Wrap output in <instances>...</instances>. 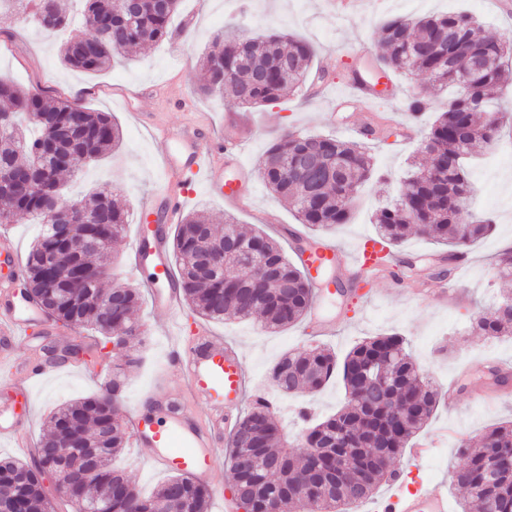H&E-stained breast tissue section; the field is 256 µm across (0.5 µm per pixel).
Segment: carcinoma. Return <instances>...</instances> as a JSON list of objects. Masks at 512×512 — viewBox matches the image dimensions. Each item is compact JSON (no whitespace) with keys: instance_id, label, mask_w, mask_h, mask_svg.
<instances>
[{"instance_id":"1","label":"carcinoma","mask_w":512,"mask_h":512,"mask_svg":"<svg viewBox=\"0 0 512 512\" xmlns=\"http://www.w3.org/2000/svg\"><path fill=\"white\" fill-rule=\"evenodd\" d=\"M0 0V11L32 17L43 30L61 36L60 58L74 70L97 72L117 56L148 44H159L173 33L172 18L179 0H127L121 12L113 0H84L85 27L70 29L68 6L59 0ZM379 73L426 74L439 90L455 88V95L430 124L422 151L440 144L445 154L436 164L409 165L404 183L414 206L409 218L403 201L378 210L379 234L390 245L411 235L446 242L456 251L438 262L439 277L453 273L460 249L490 233V221L476 216L462 226L456 208L459 197L474 187L467 167L476 149L498 143L512 118L496 111L495 101L507 85L512 41L481 34L470 14L448 12L409 20L395 17L381 26ZM491 58L479 88L462 98L460 76L467 56ZM313 52L304 41L277 31L245 37L233 30L212 37L201 62L203 78L196 91L205 97H224L255 108L277 102L286 90L301 87ZM0 102L10 116L0 127V166L25 173L30 188L18 195L0 187V224L33 217L44 222L47 213L79 206L87 223L72 233L51 237L48 230L32 246L24 271V296L65 328L89 327L100 336L99 354L107 344L115 349L142 325L133 318L141 291L128 283L105 287L110 278L112 244L128 223V211L112 201L102 187L79 200L56 196L62 175L78 173L120 147L122 132L105 112L80 100H52L0 78ZM264 183L288 201L298 219L311 231L329 230L348 222L359 189L377 177L366 144L287 129L263 154ZM257 246L260 274L238 268L237 251ZM178 278L190 311L223 321L250 319L258 314L264 327L276 330L300 321L309 308L313 289L309 272L288 261L279 244L260 229L244 230L229 218L217 231L202 212L189 213L176 225L172 242ZM224 249V265L211 267L208 258ZM58 252L75 270L72 276H52L44 267L48 250ZM512 258L497 262L504 288L497 301L477 312L472 328L483 336H512ZM340 373L345 389L342 407L324 419H308L298 451L280 447L281 427L276 415L260 399L236 421L229 445L236 492L233 498L245 512H346L366 501L396 474L394 460L427 426L442 400L441 391L427 378L407 348L404 337L379 334L362 340L343 357L320 346L287 353L274 365L270 382L284 395L317 392ZM123 380L112 377L106 392L82 398L53 412L35 463L0 464V512L19 507L23 512H53L44 474L54 470L63 482L56 495L76 512H98L112 503V512H208L211 493L203 485L174 474L153 495L132 487L115 465L127 440L116 417ZM80 434L85 481L67 483L68 465L52 460L49 450L63 438ZM460 464L452 482L467 499L461 512H512V421L488 428L473 444L458 449ZM313 485L317 496L308 500L296 493Z\"/></svg>"}]
</instances>
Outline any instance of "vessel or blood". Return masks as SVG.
Returning a JSON list of instances; mask_svg holds the SVG:
<instances>
[{"mask_svg":"<svg viewBox=\"0 0 512 512\" xmlns=\"http://www.w3.org/2000/svg\"><path fill=\"white\" fill-rule=\"evenodd\" d=\"M251 134L248 126L229 123L225 126V172H217L210 160L207 144L209 134L198 128L183 126L160 133L168 145L164 154L168 181L184 175H203L209 188L222 196L238 199L250 184L248 169L240 157V146ZM151 209L155 224L150 233L137 234L133 245V273L146 282L153 311L177 317L182 294L173 274L166 241L168 232L180 210L178 201L158 195ZM383 240L363 238L354 252L340 251L335 245H316L299 252L298 257L312 275L315 297L309 317L318 321L322 335L336 332L335 317L326 315L322 297L331 295L336 286L334 273L341 268L352 269L355 276L368 278L375 274L379 257L387 254ZM46 315L34 303L17 299L12 284L0 285V365L9 367L12 381L26 387L41 378L38 366H15L13 345L26 341L31 328H44ZM193 346H174L171 360L180 365L185 378L183 391L151 388L144 391L135 404L133 441L148 449L151 461L167 471L187 476L194 483H214L212 459L224 441V429L239 410L249 377L239 350L223 339L213 336L205 327L195 329ZM192 395L207 412L206 423H199L183 409V394ZM0 437L12 440L17 447H28L26 416L14 404H0ZM374 512H453L448 488L440 481L419 483L408 488L405 480L394 479L386 496L377 501Z\"/></svg>","mask_w":512,"mask_h":512,"instance_id":"b4317fda","label":"vessel or blood"}]
</instances>
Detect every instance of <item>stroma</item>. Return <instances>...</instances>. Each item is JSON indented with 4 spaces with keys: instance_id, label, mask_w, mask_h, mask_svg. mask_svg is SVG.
I'll use <instances>...</instances> for the list:
<instances>
[{
    "instance_id": "35a3bbf8",
    "label": "stroma",
    "mask_w": 512,
    "mask_h": 512,
    "mask_svg": "<svg viewBox=\"0 0 512 512\" xmlns=\"http://www.w3.org/2000/svg\"><path fill=\"white\" fill-rule=\"evenodd\" d=\"M497 2L367 0L362 10L344 15L336 13L329 0H182L172 21L177 36L141 50L133 59L114 61L109 69L97 73L66 68L59 60L56 35L1 14L0 76L50 99H80L88 107L110 113L119 124L123 133L121 149L99 164L85 167L70 183L69 190L79 194L107 182L119 200L126 202L131 221L116 246L112 277L129 283L133 280L128 266L136 233L133 219L167 187L164 144L158 138L160 128L199 125L218 139L224 135L225 113L238 109L231 97L206 99L195 91L202 75L200 58L213 34L230 27L245 36L282 29L302 38L316 51L314 68H326L327 86L316 89V78L311 75L299 90L285 94L279 102L252 109L259 130L241 153L256 186L251 200L243 204L229 202L199 182L184 209L189 212L205 208L218 227L223 226L225 217H233L241 227L264 230L286 254H293V245L284 231L289 228L300 232L304 226L288 202L266 188L258 173L259 158L283 130L342 138L347 127L370 120L412 130V139L404 143L395 137L373 140L372 154L382 180L370 183L357 196L348 223L325 232L329 242L351 250L363 236L375 233L372 217L376 210L404 191L401 178L417 142L425 134L424 118L407 114V100L415 95L432 99L436 92L429 77L419 73L395 76L392 93L365 101L359 111L336 109V93L343 90L352 70L362 69L368 59L378 58V29L386 19H415L466 10L480 19L487 35L505 38L512 35V16L502 15ZM473 179L475 193L469 207L492 216L494 228L486 238L466 248L469 269L464 278L397 280L387 274L374 282L375 294L370 301L353 298L344 308L339 298H330L326 302L328 312L340 317L332 336L312 334L303 321L278 332L266 330L252 320L211 323L212 333L237 346L244 356L252 383L247 399H254L261 392L284 352L319 344L341 356L365 338L397 333L407 339L413 357L429 378L443 390L458 386L460 397L457 408L440 405L419 436L423 442L435 441L432 454L420 462L401 458L408 482L449 477L460 462L458 447L462 441L475 439L487 428L512 420V381L495 386L487 379L492 362L512 367V336L487 338L471 328L478 306L489 304L501 286L494 265L504 243L512 241L511 138H503L492 153L475 162ZM448 287L464 292V302L436 303L435 291ZM136 316L144 323L146 333L137 347L141 364L125 378L118 404L125 423L130 420L137 397L155 384L159 375H166L173 387L184 383L181 374L164 371L174 343L168 316L153 312L146 298ZM93 342L89 332L54 323L33 345L17 348V362L32 360L47 371L32 386L28 428L31 443H38L53 410L105 391L112 372L95 371V360L89 351ZM68 343L81 345V353L63 363L50 360V350ZM342 398L343 386L333 379L320 392H303L284 399L285 433L291 437L300 433L303 409L332 413L340 408ZM120 463L130 482L146 495L167 477L166 472L151 466L141 448H128Z\"/></svg>"
}]
</instances>
